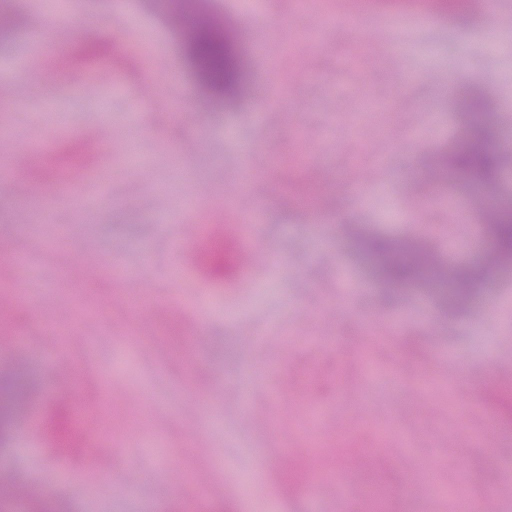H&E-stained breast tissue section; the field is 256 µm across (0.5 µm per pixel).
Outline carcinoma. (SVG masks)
<instances>
[{
  "mask_svg": "<svg viewBox=\"0 0 512 512\" xmlns=\"http://www.w3.org/2000/svg\"><path fill=\"white\" fill-rule=\"evenodd\" d=\"M471 0H430L440 12L459 14L467 11ZM104 51L103 45L89 37L77 40L70 63L85 62ZM185 62L193 72L204 97L211 103L231 105L236 102L248 84L243 54L232 25L207 14L189 28L182 41ZM457 107L462 112L488 114L494 111L493 102L477 86L463 89L457 96ZM490 122L477 124L464 138L451 147L437 151L433 162L437 169L451 172L461 179L481 186L498 182L500 160L491 141ZM85 147L79 143L61 149V164L46 167L36 164L38 179L56 178L80 169L85 161ZM484 234L489 253L484 261L471 265L435 262L426 245L417 239H393L383 233L360 230L352 237L354 250L370 265L374 275L392 291L430 282L437 285L435 292L444 303L461 309L471 303L483 286L502 271L512 268V204L501 205L492 213ZM237 240L229 224L217 231L200 251V264L214 280H230L236 273ZM451 289H446V286ZM33 380L22 365L0 369V447L8 449L12 443L18 417L22 411ZM45 436L54 451L70 457L84 450L85 430L74 421V401L57 403L45 412ZM311 466L297 459L279 472L285 492L297 490L307 481ZM31 512H65V506L52 498L32 502Z\"/></svg>",
  "mask_w": 512,
  "mask_h": 512,
  "instance_id": "carcinoma-1",
  "label": "carcinoma"
}]
</instances>
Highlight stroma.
<instances>
[{
	"label": "stroma",
	"instance_id": "35a3bbf8",
	"mask_svg": "<svg viewBox=\"0 0 512 512\" xmlns=\"http://www.w3.org/2000/svg\"><path fill=\"white\" fill-rule=\"evenodd\" d=\"M351 0H210L258 12L296 44L279 69L248 60L252 93L205 103L181 53L171 0H8L0 42V152L53 158L86 147L81 196L13 169L0 193V242L27 258L0 267L9 293L0 366L35 376L0 476L22 493L0 512L51 497L70 512H341L321 471L285 493L256 457L330 452L334 431L370 449L337 457L349 475L380 474L384 512H420L425 489H453L494 512L512 482V423L497 395L512 389V270L480 301L446 311L423 286L392 295L348 245L346 227L425 235L439 257L479 260L484 207L512 202V155L495 191L439 179L431 152L460 136L451 74L491 98L496 140L512 142V0L459 15L426 12L387 28L381 14L339 18ZM320 44L306 37L318 26ZM69 54L76 39L103 54L45 81L32 31ZM111 67L108 90L84 78ZM252 162L259 178L238 184ZM320 185L312 210L293 206L294 170ZM257 213L259 260L225 292L192 265L215 224ZM94 274L97 291L61 288ZM66 345L88 408L109 429L61 458L39 433Z\"/></svg>",
	"mask_w": 512,
	"mask_h": 512
}]
</instances>
